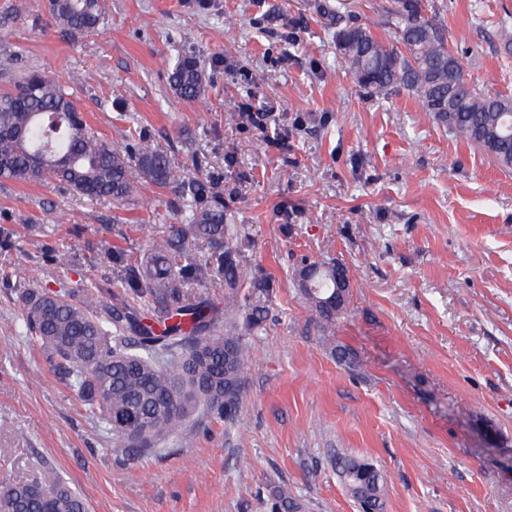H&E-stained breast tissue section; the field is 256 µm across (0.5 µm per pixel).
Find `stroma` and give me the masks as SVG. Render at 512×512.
<instances>
[{"label":"stroma","instance_id":"1","mask_svg":"<svg viewBox=\"0 0 512 512\" xmlns=\"http://www.w3.org/2000/svg\"><path fill=\"white\" fill-rule=\"evenodd\" d=\"M424 3L467 77L512 96V0ZM395 9L103 0L99 26L75 39L47 0H0V92L29 71L58 75L93 134L202 173L246 233L245 271L270 284L266 324L245 338L254 362L236 422L201 406L153 451L114 447L25 341L20 291L111 287L113 250L143 259L182 223L177 193L144 182L131 201H90L54 178L0 179V483L48 464L88 512H263L284 482L309 512H358L334 466L343 452L376 464L386 512H512V169L413 93L376 96L353 79L337 30L395 41ZM189 53L206 77L195 102L170 85ZM267 102L274 116L243 119ZM313 262L350 281L329 332L297 286Z\"/></svg>","mask_w":512,"mask_h":512}]
</instances>
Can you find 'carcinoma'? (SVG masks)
Masks as SVG:
<instances>
[{
  "label": "carcinoma",
  "mask_w": 512,
  "mask_h": 512,
  "mask_svg": "<svg viewBox=\"0 0 512 512\" xmlns=\"http://www.w3.org/2000/svg\"><path fill=\"white\" fill-rule=\"evenodd\" d=\"M47 8L73 37L102 18L101 0H48ZM394 26L395 45L362 27L337 32L357 83L377 94L412 92L437 122L511 169L512 97L466 78L422 0H399ZM171 86L186 101L202 98L205 78L194 55L179 59ZM133 168L158 188H178L188 223L153 240L143 263L116 257L120 290L109 302L95 288L73 300L27 292L23 302L28 341L63 373L86 414L104 424L115 447L149 449L200 404L235 421L247 361L243 332L263 329L267 286L243 278L239 230L226 223L224 202L211 196L201 174L176 170L161 148L120 149L93 136L79 99L57 76L31 71L0 93V179L60 176L83 197L119 202L138 192ZM190 238L206 241L210 254L197 258ZM336 269L321 263L299 271V288L322 329L346 310L349 289L339 288ZM212 277L224 282L223 305L190 302L188 286ZM242 288L251 289L245 299ZM336 470L361 512H384L376 465L338 452ZM265 506L267 512L307 508L286 484L267 489ZM0 512H87V504L55 468L43 466L26 481L0 486Z\"/></svg>",
  "instance_id": "obj_1"
}]
</instances>
